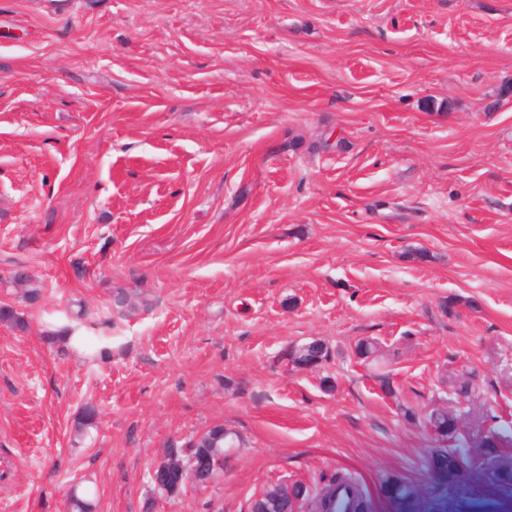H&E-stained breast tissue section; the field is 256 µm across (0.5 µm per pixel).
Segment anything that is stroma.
Here are the masks:
<instances>
[{
    "mask_svg": "<svg viewBox=\"0 0 512 512\" xmlns=\"http://www.w3.org/2000/svg\"><path fill=\"white\" fill-rule=\"evenodd\" d=\"M505 83L512 0H0V512L81 481L94 512H250L341 469L376 512L512 501ZM448 371L494 444L468 464L426 420ZM219 424L223 477L156 495ZM288 506L284 490L275 486L265 491L260 498L253 502L251 512H291L286 511Z\"/></svg>",
    "mask_w": 512,
    "mask_h": 512,
    "instance_id": "1",
    "label": "stroma"
}]
</instances>
